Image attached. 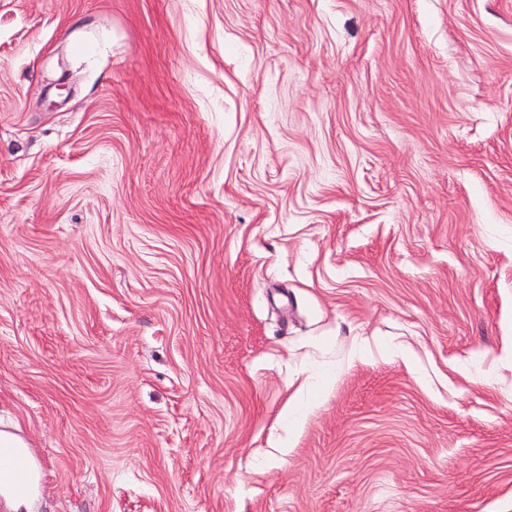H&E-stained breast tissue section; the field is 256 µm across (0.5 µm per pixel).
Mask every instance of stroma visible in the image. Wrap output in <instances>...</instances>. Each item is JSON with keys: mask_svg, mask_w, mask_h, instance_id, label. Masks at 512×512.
I'll use <instances>...</instances> for the list:
<instances>
[{"mask_svg": "<svg viewBox=\"0 0 512 512\" xmlns=\"http://www.w3.org/2000/svg\"><path fill=\"white\" fill-rule=\"evenodd\" d=\"M0 429L28 512H512V0H0Z\"/></svg>", "mask_w": 512, "mask_h": 512, "instance_id": "35a3bbf8", "label": "stroma"}]
</instances>
